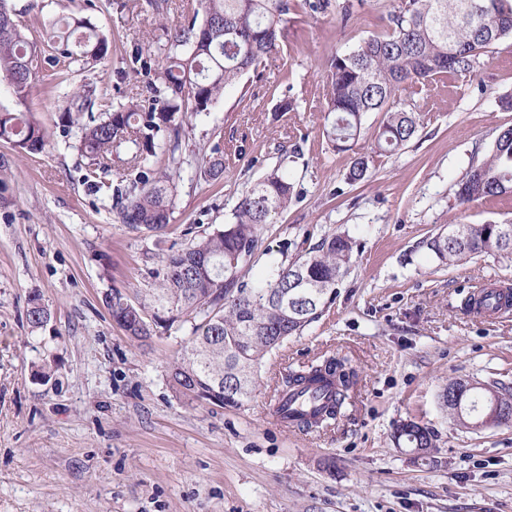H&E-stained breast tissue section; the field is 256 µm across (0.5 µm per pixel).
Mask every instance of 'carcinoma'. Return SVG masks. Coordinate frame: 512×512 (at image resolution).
I'll return each mask as SVG.
<instances>
[{"label":"carcinoma","instance_id":"cac0c4a2","mask_svg":"<svg viewBox=\"0 0 512 512\" xmlns=\"http://www.w3.org/2000/svg\"><path fill=\"white\" fill-rule=\"evenodd\" d=\"M289 0H199V9L167 31L169 53L152 87L148 104L130 101L102 118L82 124L79 151L98 168L124 149L137 171L113 189L115 221L152 233H165L174 205L175 179L183 164L179 151L183 118L199 114L262 59L278 52L288 23ZM49 47L55 58L97 62L109 42L84 19L60 18L51 26ZM512 38V0H394L383 32L356 49L334 53L325 76L323 134L333 148L350 149L366 115L380 113L370 151L353 158L346 179L367 178L374 157L401 151L417 134L420 107L433 80L473 75L480 58ZM36 52L26 40L8 0H0V83L24 99L35 73L23 63ZM168 132L161 145L159 133ZM0 140L24 152L48 143L46 129L23 112L0 108ZM168 155L157 171L152 159ZM294 183L278 166L242 191L233 221L213 231L186 229L189 242L167 255L153 271L159 288L157 307L170 320L191 325L190 336L171 370L173 388L191 402L240 408L257 384L262 359L291 336L318 321L347 274L357 241L347 232L322 238L311 251L274 264L268 276L250 285L243 265L257 247L260 230L291 202ZM512 197V128L500 131L489 154L457 183L458 205ZM441 264L512 250V224H450L423 242ZM104 304L119 328L134 341L152 336L147 309L114 289ZM49 318L34 297L27 309L33 328ZM352 375L343 360L327 358L305 369L287 370L276 396L288 398L307 389L329 388L326 401L310 413L295 415L296 427H327L343 416ZM505 415H512V387L493 384ZM492 395L481 387L467 391L464 407L479 415ZM398 440L409 448H433L434 431L414 421L396 424Z\"/></svg>","mask_w":512,"mask_h":512}]
</instances>
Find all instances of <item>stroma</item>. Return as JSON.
I'll return each instance as SVG.
<instances>
[{
	"mask_svg": "<svg viewBox=\"0 0 512 512\" xmlns=\"http://www.w3.org/2000/svg\"><path fill=\"white\" fill-rule=\"evenodd\" d=\"M40 50L29 95L0 85V106L30 113L49 138L26 153L0 142V512H512V426L471 432L440 406L448 382L512 386V317L462 309L476 288L512 285V257L438 265L417 245L451 224H512V198L459 207L456 184L489 152L512 110V39L474 77L450 79L431 97L418 135L370 176L351 184L350 162L367 152L380 116L368 114L352 150L323 135L324 75L336 52L380 33L389 0L294 12L278 54L187 115L183 159L167 233L116 223L112 190L123 160L90 175L79 125L62 114L73 95L94 113L146 95L165 61V29L196 0H8ZM89 20L109 42L93 65L57 62L49 26ZM294 111H277L281 99ZM223 158L220 181L204 157ZM286 163L288 207L265 225L244 266L248 283L271 260L288 261L323 236L356 238L349 273L322 318L267 356L240 408L199 406L171 386L186 323L158 325L132 341L103 298L119 289L153 306V277L180 249L189 225L214 229L251 183ZM51 311L26 319L30 298ZM343 358L357 381L343 418L302 432L272 415L287 368ZM400 420L432 428L434 448L398 446Z\"/></svg>",
	"mask_w": 512,
	"mask_h": 512,
	"instance_id": "35a3bbf8",
	"label": "stroma"
}]
</instances>
